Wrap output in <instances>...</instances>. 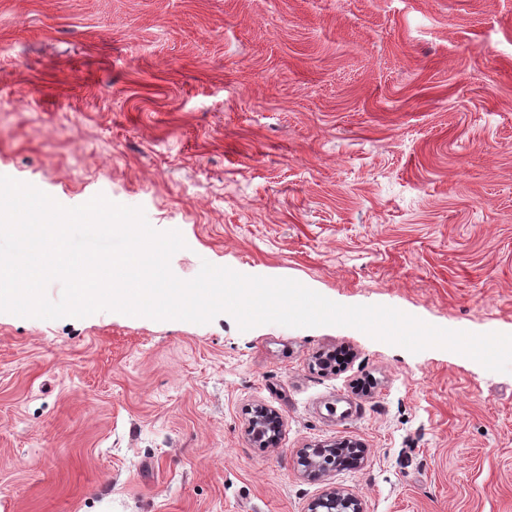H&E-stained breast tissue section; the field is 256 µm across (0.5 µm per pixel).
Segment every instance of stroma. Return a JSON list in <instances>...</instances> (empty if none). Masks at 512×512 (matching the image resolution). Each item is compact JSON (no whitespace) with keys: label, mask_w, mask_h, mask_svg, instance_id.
Masks as SVG:
<instances>
[{"label":"stroma","mask_w":512,"mask_h":512,"mask_svg":"<svg viewBox=\"0 0 512 512\" xmlns=\"http://www.w3.org/2000/svg\"><path fill=\"white\" fill-rule=\"evenodd\" d=\"M0 175L142 208L183 280L511 334L512 0H0ZM342 440L363 465L304 474ZM331 487L512 512V372L346 326L0 313V512H308Z\"/></svg>","instance_id":"35a3bbf8"}]
</instances>
